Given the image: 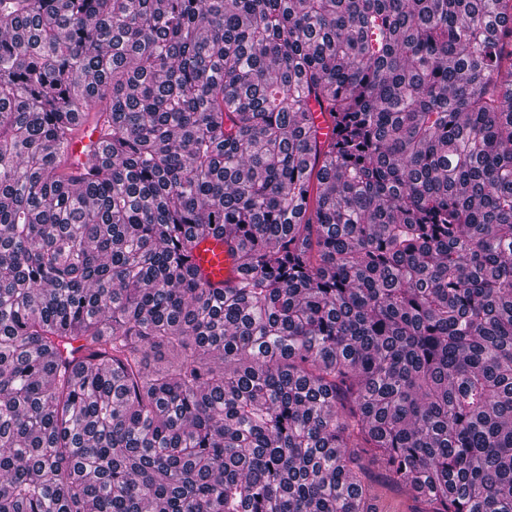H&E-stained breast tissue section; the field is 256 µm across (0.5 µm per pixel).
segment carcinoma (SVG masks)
<instances>
[{
	"instance_id": "obj_1",
	"label": "carcinoma",
	"mask_w": 512,
	"mask_h": 512,
	"mask_svg": "<svg viewBox=\"0 0 512 512\" xmlns=\"http://www.w3.org/2000/svg\"><path fill=\"white\" fill-rule=\"evenodd\" d=\"M353 448L512 512V0H0V512H376ZM94 123L92 119L80 118L77 121L75 139L72 143L71 150L74 155H79L84 161L85 155L82 150L85 148L91 154V151L100 155L103 152V140L99 128L93 129ZM195 259L212 284L222 285V282L234 277L233 263L224 242L206 239L195 251Z\"/></svg>"
}]
</instances>
